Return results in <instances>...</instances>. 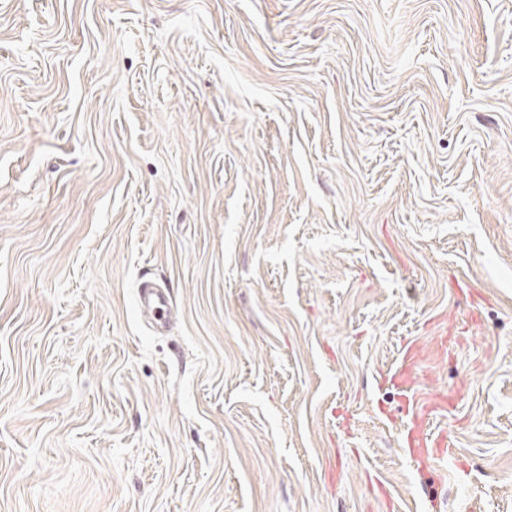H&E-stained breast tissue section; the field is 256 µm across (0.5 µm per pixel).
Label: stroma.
I'll return each mask as SVG.
<instances>
[{
    "mask_svg": "<svg viewBox=\"0 0 512 512\" xmlns=\"http://www.w3.org/2000/svg\"><path fill=\"white\" fill-rule=\"evenodd\" d=\"M0 512H512V0H0ZM139 303L142 309H151L155 316L161 317L167 307V301L163 294L148 285H142L138 289Z\"/></svg>",
    "mask_w": 512,
    "mask_h": 512,
    "instance_id": "1",
    "label": "stroma"
}]
</instances>
